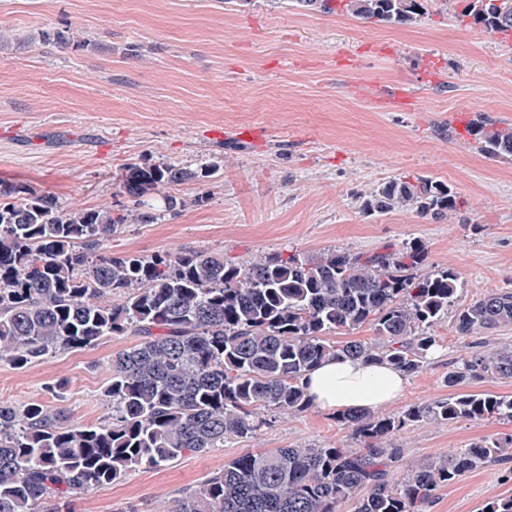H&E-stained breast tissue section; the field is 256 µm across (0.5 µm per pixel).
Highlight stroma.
<instances>
[{
    "instance_id": "1",
    "label": "stroma",
    "mask_w": 512,
    "mask_h": 512,
    "mask_svg": "<svg viewBox=\"0 0 512 512\" xmlns=\"http://www.w3.org/2000/svg\"><path fill=\"white\" fill-rule=\"evenodd\" d=\"M460 0H434L420 21L383 26L295 0H0V32L26 42L0 53V182L51 195L70 208L124 210L132 219L108 250L143 256L196 250L246 263L263 255L328 249L373 252L423 240L433 266L454 268L458 299L512 290V160L482 155L477 115L512 116V37L460 20ZM80 28L90 43L56 49L38 31ZM358 86L399 89L408 102L383 111ZM452 135H445V128ZM219 160L207 181L167 188L151 208L117 183L128 164L195 168ZM399 176L448 183L460 201L439 221L404 207L368 214L364 200ZM178 200L166 207L164 196ZM153 220L143 223L141 213ZM435 333L438 356L411 375L408 406L447 397V377L475 351L512 343V329L485 340ZM112 336L23 369L0 361V402L46 401L64 382L78 423L107 415L102 389L112 355L136 344ZM512 433V424L421 421L388 439L402 466ZM332 412L279 419L246 440L188 453L158 469L78 493L75 512H162L245 449L356 447ZM505 466L463 475L426 512H478L512 489Z\"/></svg>"
}]
</instances>
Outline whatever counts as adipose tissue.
Here are the masks:
<instances>
[{
  "mask_svg": "<svg viewBox=\"0 0 512 512\" xmlns=\"http://www.w3.org/2000/svg\"><path fill=\"white\" fill-rule=\"evenodd\" d=\"M303 385L314 404L339 413L393 404L405 390L407 378L387 363L340 357L311 371Z\"/></svg>",
  "mask_w": 512,
  "mask_h": 512,
  "instance_id": "ef3b65f1",
  "label": "adipose tissue"
}]
</instances>
